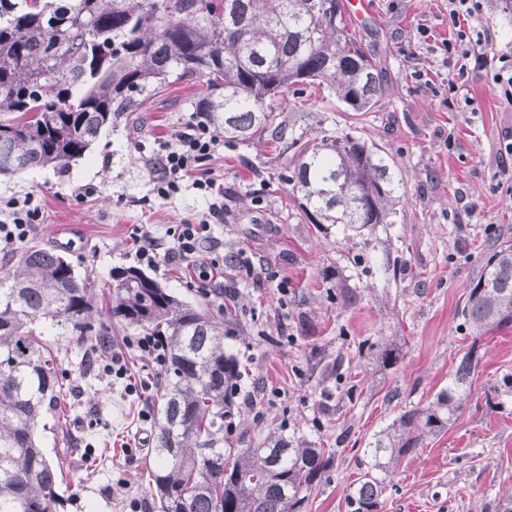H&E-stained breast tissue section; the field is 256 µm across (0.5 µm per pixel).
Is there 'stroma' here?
Listing matches in <instances>:
<instances>
[{
	"label": "stroma",
	"instance_id": "1",
	"mask_svg": "<svg viewBox=\"0 0 512 512\" xmlns=\"http://www.w3.org/2000/svg\"><path fill=\"white\" fill-rule=\"evenodd\" d=\"M479 18L492 53H512V11L484 0ZM358 26L385 74L379 108L352 112L335 97L284 93L272 106L294 132L352 129L397 161L404 198L393 224L370 244L345 240L338 228L316 231L300 214L286 175L291 151L275 141L225 143L206 163L224 192V221L204 249L246 256L257 276L229 270L237 312L191 285L183 264H161L151 277L179 298L224 319L222 342L246 369L241 391L258 405H239L230 445L244 448L278 431L325 449L331 460L303 512H350L366 450L401 414L428 406L468 350L479 359L470 394L448 431L421 436L385 481L378 512H492L512 497V327L473 335L458 313L496 244L512 241V181L500 144L512 133L489 75L471 74L467 100L446 104L455 67L440 49L449 38L448 0H369ZM432 35L421 38L419 26ZM200 80L174 79L143 115L113 119L69 170L38 167L0 176V201L33 193L44 211L28 242L63 255L95 281L98 316L109 310L115 270L137 266V233L168 244L171 227L207 218L209 197L184 183L160 199L152 162L168 136L190 119L205 93ZM94 195L78 197L80 187ZM27 242V243H28ZM59 353L72 386L38 433L47 458L62 461L57 512H155L143 447L153 438L142 403L125 381L102 369L86 375L77 342L35 323ZM110 350L124 353L130 379L157 386L149 358L124 350L130 331L112 323ZM397 360L382 365V348ZM129 379V380H130ZM99 425L98 436L85 429ZM103 449L86 478L90 448Z\"/></svg>",
	"mask_w": 512,
	"mask_h": 512
}]
</instances>
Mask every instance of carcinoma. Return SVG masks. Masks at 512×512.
<instances>
[{
  "label": "carcinoma",
  "mask_w": 512,
  "mask_h": 512,
  "mask_svg": "<svg viewBox=\"0 0 512 512\" xmlns=\"http://www.w3.org/2000/svg\"><path fill=\"white\" fill-rule=\"evenodd\" d=\"M47 2L55 25L29 0H0V176L68 170L113 113L142 111L175 73L205 80L194 111L224 138L288 141L295 161L286 180L315 228L340 224L371 237L394 223L402 176L388 152L344 130L296 135L269 104L301 85L355 112L376 107L381 70L350 31L343 0ZM8 278L10 287L0 289V512H52L62 467L39 448L37 426L57 407L66 378L31 324L44 319L56 335L79 337L90 364L111 331L95 316V282L63 256L30 245ZM115 280L111 316L167 346L152 410L158 512H302L329 459L283 433L224 447L242 370L224 351L215 317L137 268ZM460 316L477 336L512 325L511 243H500L481 267ZM477 365L467 352L425 409L401 415L371 442L367 471L349 495L352 512H377L385 474L401 453L421 435L448 429Z\"/></svg>",
  "instance_id": "cac0c4a2"
}]
</instances>
